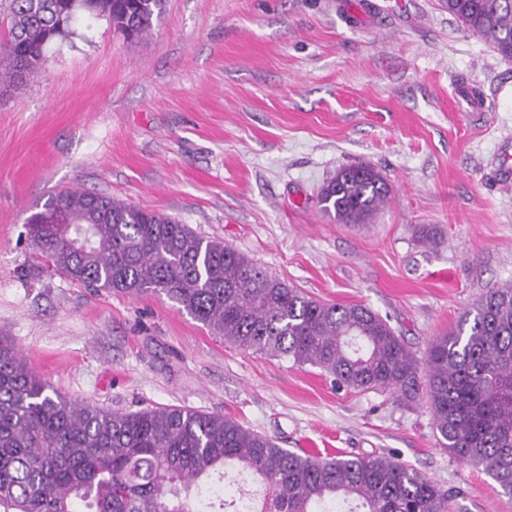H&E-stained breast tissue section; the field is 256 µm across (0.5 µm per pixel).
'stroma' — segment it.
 <instances>
[{
	"mask_svg": "<svg viewBox=\"0 0 512 512\" xmlns=\"http://www.w3.org/2000/svg\"><path fill=\"white\" fill-rule=\"evenodd\" d=\"M74 29L24 82L0 59V336L68 398L221 413L303 456L385 454L461 512H512L441 447L427 402L336 388L162 294L83 288L40 263L25 228L66 188L165 213L317 300L369 307L425 358L512 283V60L442 0H167L136 42L103 18ZM359 162L384 174L389 201L336 223L317 194Z\"/></svg>",
	"mask_w": 512,
	"mask_h": 512,
	"instance_id": "35a3bbf8",
	"label": "stroma"
}]
</instances>
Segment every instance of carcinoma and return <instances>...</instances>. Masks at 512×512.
Instances as JSON below:
<instances>
[{"label": "carcinoma", "mask_w": 512, "mask_h": 512, "mask_svg": "<svg viewBox=\"0 0 512 512\" xmlns=\"http://www.w3.org/2000/svg\"><path fill=\"white\" fill-rule=\"evenodd\" d=\"M448 14L512 59V0H444ZM166 0H9L0 52L12 80L43 65L79 15L124 39L152 33ZM390 193L361 163L339 168L321 210L362 224ZM62 211L66 224L46 220ZM37 257L74 283L164 294L224 340L318 367L336 385L428 398L439 444L512 495V284L489 289L418 360L378 313L325 304L187 225L104 194L62 190L27 218ZM245 477L224 497V475ZM455 512V495L386 456L302 457L219 413L116 412L66 398L0 341V512Z\"/></svg>", "instance_id": "cac0c4a2"}]
</instances>
